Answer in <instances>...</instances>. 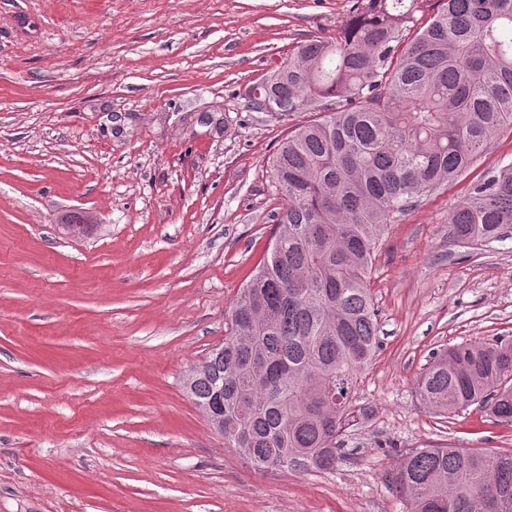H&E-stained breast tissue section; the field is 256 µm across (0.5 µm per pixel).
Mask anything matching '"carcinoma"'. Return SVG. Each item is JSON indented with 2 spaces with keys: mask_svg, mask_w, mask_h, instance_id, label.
Wrapping results in <instances>:
<instances>
[{
  "mask_svg": "<svg viewBox=\"0 0 512 512\" xmlns=\"http://www.w3.org/2000/svg\"><path fill=\"white\" fill-rule=\"evenodd\" d=\"M354 0L336 35L312 39L249 88L292 127L268 166L284 205L231 331L184 378L206 411L224 387L217 431L257 469L329 470L351 393L380 345L369 288L388 224L512 132V0ZM452 237L482 246L512 232V166L483 176L453 211ZM426 407L479 404L512 426V339L443 347L416 381ZM391 481L407 512H478L512 500V452L411 448Z\"/></svg>",
  "mask_w": 512,
  "mask_h": 512,
  "instance_id": "1",
  "label": "carcinoma"
}]
</instances>
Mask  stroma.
<instances>
[{
  "mask_svg": "<svg viewBox=\"0 0 512 512\" xmlns=\"http://www.w3.org/2000/svg\"><path fill=\"white\" fill-rule=\"evenodd\" d=\"M348 10L0 0V512H407L389 478L407 449H512L488 411L441 416L415 392L433 350L512 336V238L472 248L449 224L512 165L511 132L380 239L382 346L334 470L253 467L183 388L283 205L267 161L290 123L246 92Z\"/></svg>",
  "mask_w": 512,
  "mask_h": 512,
  "instance_id": "stroma-1",
  "label": "stroma"
}]
</instances>
